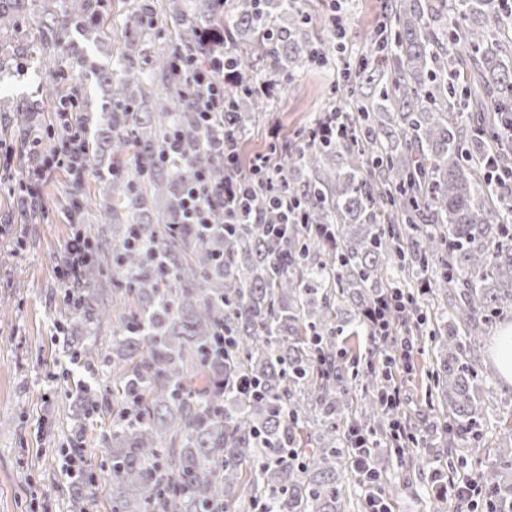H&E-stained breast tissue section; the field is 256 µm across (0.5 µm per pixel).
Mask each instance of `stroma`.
Segmentation results:
<instances>
[{
	"mask_svg": "<svg viewBox=\"0 0 512 512\" xmlns=\"http://www.w3.org/2000/svg\"><path fill=\"white\" fill-rule=\"evenodd\" d=\"M389 0H349L343 24L349 40L345 61H310L298 88L278 92L276 111L264 113L247 135L246 148L265 151L271 128L299 142L327 102L335 96L343 70L358 72L367 45L385 20ZM16 24L0 31V512H77L75 483L65 476L66 454L74 445L75 422H82L84 447L94 449L96 479L106 476L110 462L100 438L112 423L107 408L84 415L74 396L78 380L93 378L104 398L112 396V326L103 324L96 338L99 357L94 365L71 364L69 344L83 336L78 318L70 314L58 286L72 227L67 210L72 201L82 207L85 232L102 222L95 172L82 184L63 172L36 184L43 213L23 216L19 183L30 165L24 137L36 130L48 138L50 112L32 111L55 89L77 99L99 100L98 89L72 67L76 51L111 57L123 44L120 31L110 41L93 43L74 34L68 45L43 43L40 28L43 0H0ZM23 247H15V236ZM431 341L419 343L412 369L402 376L401 418H442V409L428 399L434 367ZM489 400L474 449L463 451L467 473L491 462L502 445L503 420L512 416V387L501 377L491 379ZM387 457L384 487L392 512H433L438 495L427 476L402 467L394 449L380 447Z\"/></svg>",
	"mask_w": 512,
	"mask_h": 512,
	"instance_id": "35a3bbf8",
	"label": "stroma"
}]
</instances>
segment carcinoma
Wrapping results in <instances>:
<instances>
[{
    "label": "carcinoma",
    "mask_w": 512,
    "mask_h": 512,
    "mask_svg": "<svg viewBox=\"0 0 512 512\" xmlns=\"http://www.w3.org/2000/svg\"><path fill=\"white\" fill-rule=\"evenodd\" d=\"M95 0L45 9L41 36L59 45L84 26ZM176 39L147 56L144 19L153 0H126L123 48L112 61L80 52L76 63L106 99L86 104L89 162L98 165L104 225L93 235L85 276L113 269L125 287L113 308L109 512H345L350 429L387 435L378 394L386 376L364 375L371 394L349 416L356 372L339 351L364 337L369 359H387L368 312L390 288L434 311L435 327L408 329L438 341L429 395L446 408L432 436L459 448L479 437L483 383L475 359L483 332L512 307L509 193L482 161L512 151L493 132L512 123V16L505 0H396L386 36L374 41L358 80L343 74L353 108L348 136L331 144L276 145L280 176L255 192L261 224L205 235L177 224L183 188L204 171L224 185V155L172 70L175 52L199 48L204 27L224 29L236 63L231 113L238 139L270 111L268 92L244 87L265 63L290 87L315 58L297 0H169ZM487 112L489 122L463 118ZM178 133L184 150L164 162ZM299 203L304 222L268 235L270 192ZM140 248L129 250L133 232ZM71 313L94 332L97 293L74 295ZM234 339L224 357L205 352L217 326ZM93 412L101 397L79 387ZM80 472L92 454L70 449ZM485 498L512 512V448L478 472Z\"/></svg>",
    "instance_id": "1"
}]
</instances>
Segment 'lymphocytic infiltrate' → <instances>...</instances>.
<instances>
[{
    "label": "lymphocytic infiltrate",
    "instance_id": "obj_1",
    "mask_svg": "<svg viewBox=\"0 0 512 512\" xmlns=\"http://www.w3.org/2000/svg\"><path fill=\"white\" fill-rule=\"evenodd\" d=\"M202 42L215 44L216 49L206 58L186 53L176 55L172 65L186 76V92L192 98L195 110L203 124L220 127L224 124L225 112L231 111L232 103L225 92L226 82L233 74L232 60L227 57L220 45L224 41L223 31L204 29L200 35ZM54 120L60 130V139L53 151L39 154L34 167L29 172L32 181L39 182L52 178L57 171H65L73 182H82L87 173V127L85 115L78 103H71L69 111L58 112ZM251 180L226 178L223 187L213 188L205 174H198L193 186L182 197V214L189 224H208L212 221V204L220 202L224 209L246 210L249 195L263 182L272 181L277 169L265 154L254 155L249 161ZM93 245L82 229L76 228L67 246V256L58 278L63 287H84L83 270L92 258ZM415 312L409 305L406 292L394 288L382 296L374 310V323L378 336L390 340L395 348V365L408 367L413 341L404 336L402 330ZM355 450L352 470L357 480L365 487V512H390L387 500L378 487V477L372 472L368 461L376 443L360 432L352 434Z\"/></svg>",
    "mask_w": 512,
    "mask_h": 512
}]
</instances>
